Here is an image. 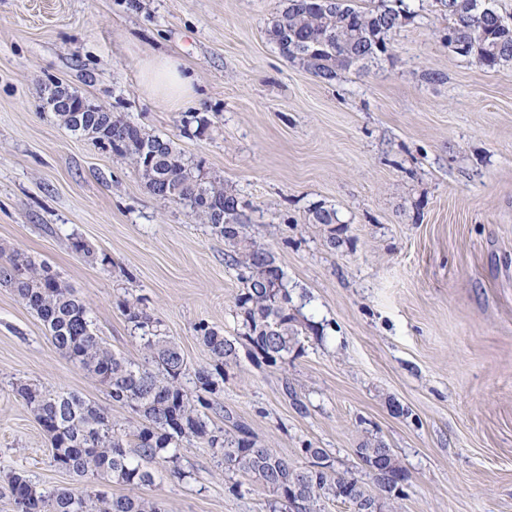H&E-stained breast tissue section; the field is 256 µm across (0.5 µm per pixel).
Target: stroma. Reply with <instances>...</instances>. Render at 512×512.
Listing matches in <instances>:
<instances>
[{
	"label": "stroma",
	"instance_id": "1",
	"mask_svg": "<svg viewBox=\"0 0 512 512\" xmlns=\"http://www.w3.org/2000/svg\"><path fill=\"white\" fill-rule=\"evenodd\" d=\"M406 2L389 51L327 83L269 41L281 0H0V262L49 266L132 360L139 343L119 307L132 297L189 368L209 361L199 323L236 340L217 424L243 423L296 461L326 449L365 483L356 450L383 443L408 475L384 512H512V64L455 54L434 0ZM147 54L180 58L199 102L149 98ZM54 82L173 138L245 204L243 233L269 245L308 328L287 371L241 338L243 283L223 237L156 197L130 159L60 125L43 106ZM319 206L337 223H311ZM20 383L136 419L0 283V477L127 493L53 461ZM180 455L184 478L158 469L142 497L166 512H269V493L210 449L190 441Z\"/></svg>",
	"mask_w": 512,
	"mask_h": 512
}]
</instances>
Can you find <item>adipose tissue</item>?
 I'll list each match as a JSON object with an SVG mask.
<instances>
[{
	"mask_svg": "<svg viewBox=\"0 0 512 512\" xmlns=\"http://www.w3.org/2000/svg\"><path fill=\"white\" fill-rule=\"evenodd\" d=\"M138 66L142 86L149 96L177 107L197 99L194 79L179 59L148 55L139 58Z\"/></svg>",
	"mask_w": 512,
	"mask_h": 512,
	"instance_id": "ef3b65f1",
	"label": "adipose tissue"
}]
</instances>
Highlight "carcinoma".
<instances>
[{"label":"carcinoma","instance_id":"obj_1","mask_svg":"<svg viewBox=\"0 0 512 512\" xmlns=\"http://www.w3.org/2000/svg\"><path fill=\"white\" fill-rule=\"evenodd\" d=\"M448 15V31L469 45L467 57L496 67L512 64V26L483 0H435ZM404 0H389L365 11L347 0L326 10L312 0H284L267 30L269 40L285 45L286 59L316 77L332 80L336 71L388 51L389 34L408 18ZM56 116L71 132L101 147L137 160L156 150L152 164L139 169L157 197L184 202L224 237L226 263L239 270L245 291L236 298L237 316L246 329L243 339L270 366L281 369L304 349L303 328L291 305L284 273L271 252L241 231L240 201L224 185L204 182L185 162L177 143L144 132L112 112H65ZM0 282L15 287L36 312L55 348L81 369L106 384L112 402L139 417L132 430L112 425L108 415L81 396L51 394L21 384L17 394L49 435L54 462L76 477L110 478L132 493L40 490L19 474L7 477L17 512H165L155 500L133 490L154 481L150 465L162 461L181 478L180 448L196 440L220 452L224 470L255 477L272 495L270 512H322L327 501H340L350 512H365L375 492L395 497L398 484L373 477L370 489L359 480L336 472L323 448H302L300 464L260 445L244 426L226 430L211 426L209 412L218 410L224 367L236 361L237 340L201 323L196 327L210 362L188 372L181 348L161 335L160 322L140 301L124 300L122 313L142 342V358L132 361L112 352L94 333L90 308L77 292L50 269L32 259L14 256L0 265ZM361 462H382L388 471L403 470L392 449L367 443L356 449Z\"/></svg>","mask_w":512,"mask_h":512}]
</instances>
